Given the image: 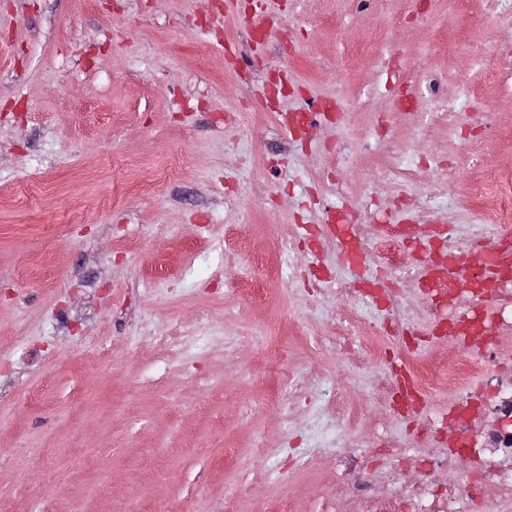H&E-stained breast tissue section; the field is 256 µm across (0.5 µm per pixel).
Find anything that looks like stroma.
<instances>
[{"instance_id": "stroma-1", "label": "stroma", "mask_w": 512, "mask_h": 512, "mask_svg": "<svg viewBox=\"0 0 512 512\" xmlns=\"http://www.w3.org/2000/svg\"><path fill=\"white\" fill-rule=\"evenodd\" d=\"M473 40L512 55V24L485 0H0V512H321L334 463L292 461L318 401L266 366L335 369L357 272L301 231L481 218L467 170L512 165V79ZM400 155L436 165L395 182ZM252 279L255 302L224 289Z\"/></svg>"}]
</instances>
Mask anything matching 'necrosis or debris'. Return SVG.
Listing matches in <instances>:
<instances>
[{
  "mask_svg": "<svg viewBox=\"0 0 512 512\" xmlns=\"http://www.w3.org/2000/svg\"><path fill=\"white\" fill-rule=\"evenodd\" d=\"M497 178L508 192L490 196L482 172L472 170L468 197L496 229L512 232V167L500 169ZM333 221L348 265H360L371 253L386 269L420 265L421 301L407 302L364 274L336 308L328 339L338 362L335 376L301 375L281 362L279 383L293 394L318 388L319 417L326 424L357 418L348 390L368 373L374 376L371 402L396 418L422 394L445 390L455 401L426 419L421 441L434 443L429 453L387 430L373 431L353 447L338 432L314 440L304 460L329 458L336 466L327 512H512V259L496 258V274L487 281L457 270L458 254L479 228L451 224L432 231L420 254L397 238L365 237L345 215ZM366 297L380 305L381 318L360 315ZM422 321L433 326L437 349L420 359L402 353L396 368L386 364L393 328ZM442 470L454 473V480L438 481Z\"/></svg>",
  "mask_w": 512,
  "mask_h": 512,
  "instance_id": "obj_1",
  "label": "necrosis or debris"
}]
</instances>
